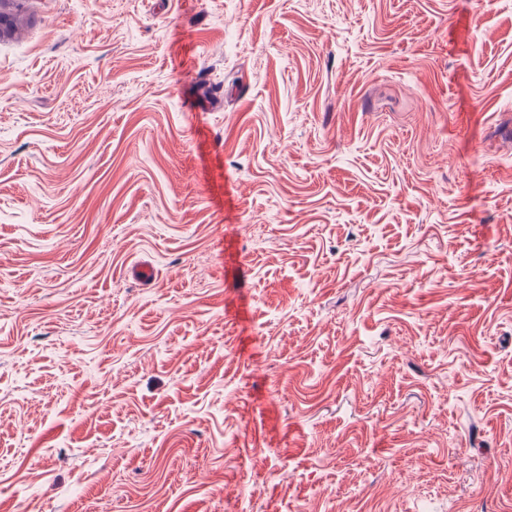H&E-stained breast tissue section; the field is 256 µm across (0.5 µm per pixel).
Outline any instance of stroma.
<instances>
[{
    "instance_id": "obj_1",
    "label": "stroma",
    "mask_w": 512,
    "mask_h": 512,
    "mask_svg": "<svg viewBox=\"0 0 512 512\" xmlns=\"http://www.w3.org/2000/svg\"><path fill=\"white\" fill-rule=\"evenodd\" d=\"M23 11L0 512H512V0Z\"/></svg>"
}]
</instances>
